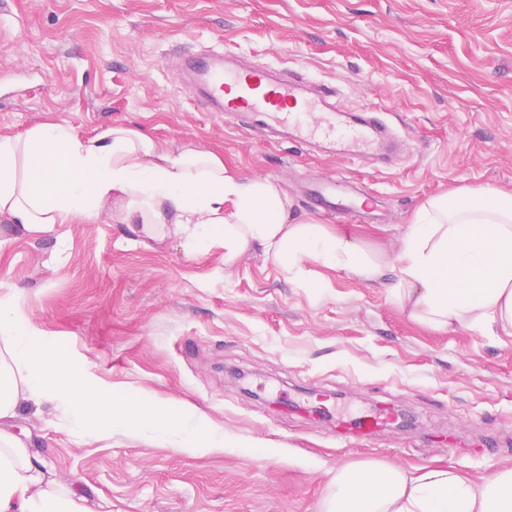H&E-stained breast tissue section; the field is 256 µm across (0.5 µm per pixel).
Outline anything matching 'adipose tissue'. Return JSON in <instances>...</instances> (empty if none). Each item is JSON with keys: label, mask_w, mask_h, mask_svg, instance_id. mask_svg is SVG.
Segmentation results:
<instances>
[{"label": "adipose tissue", "mask_w": 512, "mask_h": 512, "mask_svg": "<svg viewBox=\"0 0 512 512\" xmlns=\"http://www.w3.org/2000/svg\"><path fill=\"white\" fill-rule=\"evenodd\" d=\"M280 184L243 177L217 152L161 142L142 128L112 124L83 136L46 120L20 136L0 135V223L47 238L60 224L107 219L175 233L185 253L215 245L225 263L260 249L289 279L307 283L305 262L374 282L395 270L392 295L434 329L468 326L512 335V192L462 188L429 198L397 251L366 250L347 230L295 218ZM54 357L18 308L0 293V420L20 401L54 394L63 419L94 416L102 433L123 425L152 432L180 450L224 447V430L188 407L133 391L73 384L53 375ZM0 512H93L32 460L25 443L0 427ZM318 512H512V469L474 484L448 467L416 473L362 462L330 477Z\"/></svg>", "instance_id": "adipose-tissue-1"}]
</instances>
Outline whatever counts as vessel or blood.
<instances>
[{
  "instance_id": "b4317fda",
  "label": "vessel or blood",
  "mask_w": 512,
  "mask_h": 512,
  "mask_svg": "<svg viewBox=\"0 0 512 512\" xmlns=\"http://www.w3.org/2000/svg\"><path fill=\"white\" fill-rule=\"evenodd\" d=\"M192 69L211 102L226 115L248 117L264 114L279 125L292 127L302 141L320 139L336 145L345 154L358 156L373 151L388 132L379 109L362 107L352 115L344 110L319 111L326 99L335 97L336 87L322 85L317 96L302 93L303 80L297 74L278 76L262 65L246 67L194 61ZM337 182L325 179L316 183L308 195L316 209L343 212L336 200ZM393 416L384 408L339 424L343 437L367 438Z\"/></svg>"
}]
</instances>
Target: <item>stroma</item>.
I'll list each match as a JSON object with an SVG mask.
<instances>
[{"label":"stroma","mask_w":512,"mask_h":512,"mask_svg":"<svg viewBox=\"0 0 512 512\" xmlns=\"http://www.w3.org/2000/svg\"><path fill=\"white\" fill-rule=\"evenodd\" d=\"M0 134L46 118L92 135L119 122L223 154L275 179L297 215L392 252L421 203L457 188L512 191V0H0ZM231 51L340 86V107H381L390 161L302 144L283 128L227 127L177 55ZM348 181L356 216L307 205L323 177ZM314 287L260 250L187 255L100 220L45 239L0 224V289L16 291L78 381L186 402L226 447L70 429L54 403L12 421L37 464L95 512H318L342 466H448L479 482L512 468V335L436 331L373 283L310 264ZM414 429L346 442L336 425L382 406Z\"/></svg>","instance_id":"1"}]
</instances>
